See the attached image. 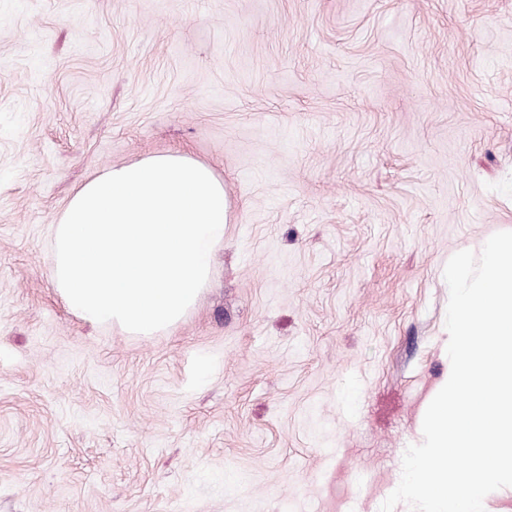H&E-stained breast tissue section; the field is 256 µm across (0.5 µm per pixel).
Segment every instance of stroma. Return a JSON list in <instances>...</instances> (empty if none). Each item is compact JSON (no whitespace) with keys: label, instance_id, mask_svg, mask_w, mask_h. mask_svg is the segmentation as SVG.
I'll use <instances>...</instances> for the list:
<instances>
[{"label":"stroma","instance_id":"1","mask_svg":"<svg viewBox=\"0 0 512 512\" xmlns=\"http://www.w3.org/2000/svg\"><path fill=\"white\" fill-rule=\"evenodd\" d=\"M178 152L227 193L196 306L82 321L49 228ZM512 228V0H0V512H380Z\"/></svg>","mask_w":512,"mask_h":512}]
</instances>
